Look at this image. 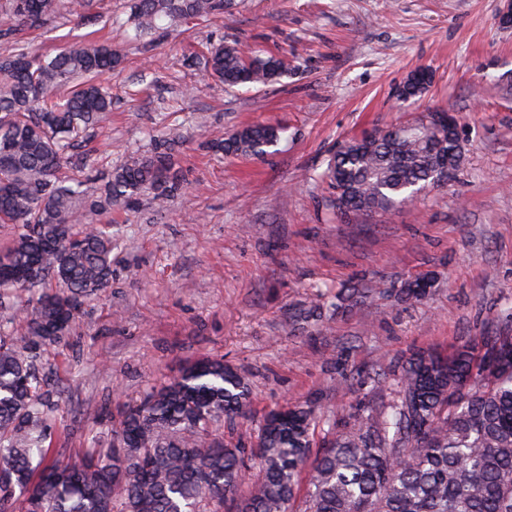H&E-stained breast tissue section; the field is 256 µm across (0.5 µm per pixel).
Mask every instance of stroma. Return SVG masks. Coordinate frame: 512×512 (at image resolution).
Wrapping results in <instances>:
<instances>
[{"mask_svg":"<svg viewBox=\"0 0 512 512\" xmlns=\"http://www.w3.org/2000/svg\"><path fill=\"white\" fill-rule=\"evenodd\" d=\"M129 5L96 0L88 17L52 19L26 38L37 54L76 37L120 48L121 67L105 76L112 113L89 143L95 165L119 166L178 128L194 190L161 213L109 214L112 286L41 358L62 391L53 457L80 462L94 435L109 445L124 405L204 356L246 377L242 444H255L271 408L297 401L321 418V447L355 411L390 401L370 384L376 366L390 373L413 351L512 330V28L498 24L499 0H237L222 17L139 42L105 22ZM222 40L291 55L293 69L228 90L183 66ZM420 67L430 86L400 101ZM436 108L460 124L456 178L389 214L333 218L321 175L336 149ZM257 121L284 129L264 157L203 146ZM415 279L429 281L425 296L396 301ZM316 303L323 320L298 321Z\"/></svg>","mask_w":512,"mask_h":512,"instance_id":"obj_1","label":"stroma"}]
</instances>
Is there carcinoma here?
Listing matches in <instances>:
<instances>
[{
	"mask_svg": "<svg viewBox=\"0 0 512 512\" xmlns=\"http://www.w3.org/2000/svg\"><path fill=\"white\" fill-rule=\"evenodd\" d=\"M93 0H0V38L14 50L0 57V224L19 232L0 248V309L32 287L31 311L17 329L0 322V512H290L300 476L311 473L301 512H512V346L488 362L501 334L465 341L447 354L418 350L399 373L378 368L372 388L389 389L381 409L357 411L328 446L313 450L320 421L314 408L286 402L260 422L245 448L224 431L250 403L244 376L224 359L202 357L179 377L145 392L83 463L54 459L46 442L61 392L39 360L64 341L85 301L112 284V225L102 214L158 210L187 190L177 148L184 136L166 129L149 150L104 175L88 173L84 150L112 111L99 81L118 69L108 44L75 38L53 56L35 55L20 32L61 15L84 17ZM236 0H133L127 20L138 36L167 23L209 19ZM224 87L267 86L288 75V58L212 45L187 59ZM282 129L249 124L208 143L217 155L262 157ZM454 150L416 119L396 136L373 131L344 143L323 173L342 219L389 213L418 192L442 185ZM425 295L419 281L398 300ZM258 475L243 492L247 471Z\"/></svg>",
	"mask_w": 512,
	"mask_h": 512,
	"instance_id": "obj_1",
	"label": "carcinoma"
}]
</instances>
